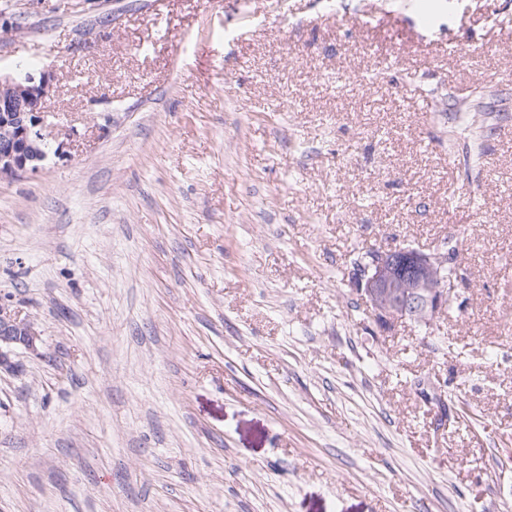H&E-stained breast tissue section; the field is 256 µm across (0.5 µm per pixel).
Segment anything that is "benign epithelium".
Wrapping results in <instances>:
<instances>
[{
    "label": "benign epithelium",
    "mask_w": 512,
    "mask_h": 512,
    "mask_svg": "<svg viewBox=\"0 0 512 512\" xmlns=\"http://www.w3.org/2000/svg\"><path fill=\"white\" fill-rule=\"evenodd\" d=\"M49 87L28 85L0 75V180H15L37 172L47 158L41 134ZM458 267L455 248L437 246L428 251L404 247L375 249L355 269L353 285L372 311L377 324L398 321L425 326L455 298V279L445 265ZM40 334L33 321L21 316L12 303L0 301V370L12 369V349L20 345L38 352Z\"/></svg>",
    "instance_id": "obj_1"
}]
</instances>
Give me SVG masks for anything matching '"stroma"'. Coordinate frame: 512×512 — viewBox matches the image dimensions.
I'll return each instance as SVG.
<instances>
[{
  "label": "stroma",
  "mask_w": 512,
  "mask_h": 512,
  "mask_svg": "<svg viewBox=\"0 0 512 512\" xmlns=\"http://www.w3.org/2000/svg\"><path fill=\"white\" fill-rule=\"evenodd\" d=\"M60 147L0 181V512H512V0H0ZM456 246L380 329L369 248ZM40 334L33 321L22 317L9 301H0V371L11 370L9 358L12 349L23 346L26 350L38 354Z\"/></svg>",
  "instance_id": "35a3bbf8"
}]
</instances>
